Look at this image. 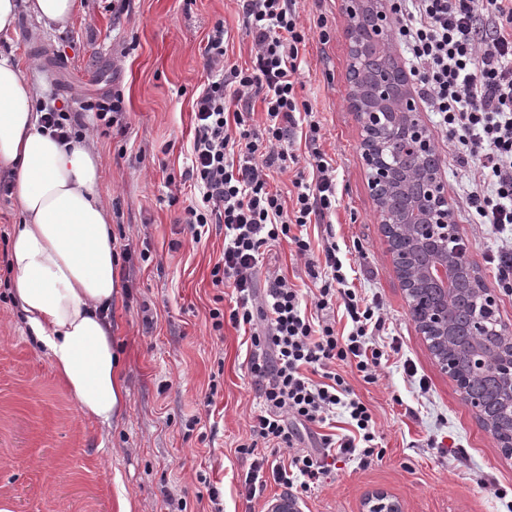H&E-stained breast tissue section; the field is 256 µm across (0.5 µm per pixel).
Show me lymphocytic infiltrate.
Masks as SVG:
<instances>
[{
  "label": "lymphocytic infiltrate",
  "instance_id": "lymphocytic-infiltrate-1",
  "mask_svg": "<svg viewBox=\"0 0 512 512\" xmlns=\"http://www.w3.org/2000/svg\"><path fill=\"white\" fill-rule=\"evenodd\" d=\"M245 32L253 41L249 67L227 55L229 32L215 25L204 48L207 82L198 92L194 137L184 180L198 196L182 222L193 241L211 226L224 229V250L211 270L220 293L209 311L211 327L248 328L249 369L262 406L251 439L238 454L253 457L245 478L249 493L275 482L291 491L318 486L337 459H367L375 452L376 421L339 365L355 367L375 383L389 354L378 335L385 322L378 301L362 297L348 281L333 238L313 249L312 225L330 224L336 212V162L320 147L321 122L296 92L299 51L307 33L296 0H239ZM394 34L407 50L419 96L454 143L452 160L476 170L461 198L475 223L512 233V0H392ZM264 120L252 126L255 100ZM42 129L58 140L81 139L82 113L38 103ZM303 132L308 173H297L292 204L270 188L271 170H287L297 157L287 149ZM287 243L314 281L312 305L284 275L259 279L265 249ZM264 292H257V284ZM236 306L224 311L223 289ZM347 318L337 330L335 309ZM289 449L288 462L267 465L258 445Z\"/></svg>",
  "mask_w": 512,
  "mask_h": 512
}]
</instances>
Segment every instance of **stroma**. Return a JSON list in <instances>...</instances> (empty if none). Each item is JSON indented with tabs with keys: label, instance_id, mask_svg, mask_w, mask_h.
I'll return each mask as SVG.
<instances>
[{
	"label": "stroma",
	"instance_id": "1",
	"mask_svg": "<svg viewBox=\"0 0 512 512\" xmlns=\"http://www.w3.org/2000/svg\"><path fill=\"white\" fill-rule=\"evenodd\" d=\"M346 0H298L310 31L301 48L296 87L319 113L321 148L336 161V242H359V294L377 298L399 351L375 383L347 373L354 392L372 408L381 458L337 462L325 481L300 495L302 512H361L367 493L381 488L404 512H512V456L499 448L465 406L410 314L379 223L361 158L362 125L349 105V17ZM326 19L330 39L316 27ZM230 34L228 55L251 63L252 42L236 0H83L65 28L22 17L16 33L0 34V51H13L24 78L40 98L56 97L67 110L112 92L124 112L108 134L94 113L82 112L104 164V200L112 212L120 262L112 301V344L120 357L121 418L104 426L83 416L54 371L46 351L28 333L9 288L0 282V512H211L217 487L224 512H266L284 496L268 484L248 498L242 477L251 457L237 453L250 437L261 400L247 369L245 338L232 323L211 327L216 293L211 269L224 234L211 230L192 242L180 224L191 200L180 175L193 140L192 109L206 80L203 50L216 23ZM441 161L452 206L466 178L452 163L453 146L436 114L422 111ZM470 244V261L491 293L503 323L512 328V294L498 287L485 257L500 238L482 224L457 219ZM149 251L148 261L139 254ZM262 271L288 276L302 291L314 284L289 245L264 252ZM413 363L427 392L403 371ZM194 430H187V423ZM463 449L461 461L432 450L436 439ZM206 474L200 483L198 474ZM492 476L506 497L481 489Z\"/></svg>",
	"mask_w": 512,
	"mask_h": 512
}]
</instances>
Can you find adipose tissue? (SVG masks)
Returning <instances> with one entry per match:
<instances>
[{"mask_svg": "<svg viewBox=\"0 0 512 512\" xmlns=\"http://www.w3.org/2000/svg\"><path fill=\"white\" fill-rule=\"evenodd\" d=\"M80 7V0H0V32L16 31L24 13L62 28ZM35 97L14 56L0 53V174L13 180L22 219L10 243L12 296L81 414L109 425L124 388L103 316L119 263L103 163L86 143L66 145L41 131Z\"/></svg>", "mask_w": 512, "mask_h": 512, "instance_id": "adipose-tissue-1", "label": "adipose tissue"}]
</instances>
